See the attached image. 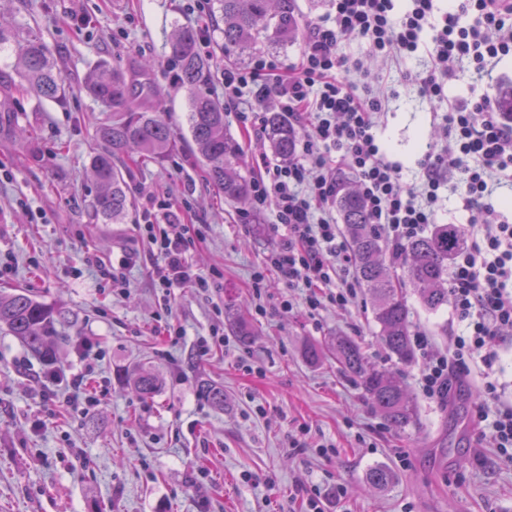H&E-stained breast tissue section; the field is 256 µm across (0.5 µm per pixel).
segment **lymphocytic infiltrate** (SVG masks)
I'll return each instance as SVG.
<instances>
[{"instance_id": "lymphocytic-infiltrate-1", "label": "lymphocytic infiltrate", "mask_w": 512, "mask_h": 512, "mask_svg": "<svg viewBox=\"0 0 512 512\" xmlns=\"http://www.w3.org/2000/svg\"><path fill=\"white\" fill-rule=\"evenodd\" d=\"M410 2L398 16L394 0H331L332 16L311 24L296 63L262 57L224 68V106L243 129L260 134V107L272 98L299 131L292 159L262 162L253 199L256 210H272L285 231L267 264L288 287L306 289L309 311L326 302L352 304L359 290L352 247L336 220L341 173L354 176L370 224L397 257L436 223L444 189L458 192L470 218L466 243L451 265L448 300L466 333L456 337L452 352L436 355L430 338L416 335L418 350L431 355L417 383L426 398H445L452 383L468 376L470 357L480 355L485 382L476 416L501 459L512 463V405L502 403L497 380L501 331L512 329V221L496 197L502 177L512 173V119L494 109L484 90L471 86L442 115L444 145L422 156L415 182H407L376 136L386 97L359 87L363 68L340 50L344 37L355 36L383 62L418 59V70L401 72V80L440 102L457 64L467 63L485 77L512 58V0H451L439 17L434 0ZM425 35L430 47L422 57L418 49ZM143 221L160 288L211 287L210 279L186 264L193 238L171 204L147 208Z\"/></svg>"}]
</instances>
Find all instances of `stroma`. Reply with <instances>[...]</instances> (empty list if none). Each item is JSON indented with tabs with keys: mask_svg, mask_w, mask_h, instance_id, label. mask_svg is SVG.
Instances as JSON below:
<instances>
[{
	"mask_svg": "<svg viewBox=\"0 0 512 512\" xmlns=\"http://www.w3.org/2000/svg\"><path fill=\"white\" fill-rule=\"evenodd\" d=\"M189 0H0V22L32 29L56 51L69 93L65 102H38L16 88L17 75L0 53V118L27 129L28 138L0 134V290L24 288L66 314L54 361H44L0 330V512H304L317 495L325 512H512V463L470 420L459 435V413L425 398L416 380L425 363L398 364L378 336L366 298L348 308L309 313L304 292L268 270V253L283 232L271 211L225 200L205 176L202 161L183 147L160 161L132 166V218L112 224L92 217L96 186L87 168L100 150L98 125L109 111L82 88L101 61H152L149 78L163 91L176 136L187 135V93L173 81L168 40L174 25L213 28L209 63L221 72L223 24L212 10L191 12ZM343 52L384 77L388 96L378 137L389 156L413 173L429 144L441 138L435 114L445 104L400 82L350 36ZM226 133L242 148L240 170L254 177L273 159L267 138H255L226 113ZM43 161L28 163L30 148ZM173 204L203 238L187 254L200 274L217 275L212 294L184 285L163 293L157 263L138 226L148 198ZM262 224L255 235L254 224ZM105 264L129 260L127 291L114 289L84 256ZM256 328L247 343L229 335L224 302ZM291 301L292 310L281 307ZM407 303L414 330L436 350H451L463 331L450 308L425 310L415 293ZM171 314L178 340L158 320ZM223 347L198 356L197 340L211 331ZM336 335L354 338L369 361L393 368L415 396L417 422L395 429L375 413L362 388L335 359L308 363L306 344ZM97 355L88 387L102 390L97 407L55 386L43 401L36 378L50 371H83L84 354ZM144 367L161 377L152 398L141 399L126 375ZM206 379L224 388L223 409L199 394ZM303 445L290 447L291 438ZM387 466L390 486L371 488L368 470ZM346 487L337 498L338 487Z\"/></svg>",
	"mask_w": 512,
	"mask_h": 512,
	"instance_id": "obj_1",
	"label": "stroma"
}]
</instances>
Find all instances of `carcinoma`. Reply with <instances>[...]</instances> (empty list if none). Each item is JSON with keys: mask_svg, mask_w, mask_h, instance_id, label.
I'll return each mask as SVG.
<instances>
[{"mask_svg": "<svg viewBox=\"0 0 512 512\" xmlns=\"http://www.w3.org/2000/svg\"><path fill=\"white\" fill-rule=\"evenodd\" d=\"M213 9L224 20L222 51L239 59L261 48L285 47L298 35L296 0H215ZM198 42V33L188 27L174 29L169 42L171 67L187 93L191 143L208 168L209 180L224 198L245 201L250 184L238 172L240 148L224 132V102L200 91L212 80V73ZM5 47L13 53L20 90L40 102L65 100L67 87L54 51L38 32L0 24V50ZM150 69L147 60L135 68H110L103 63L84 79L88 94L112 110V118L97 128L105 149L91 157L89 172L97 187L94 214L114 224L125 223L136 207L127 181L130 165L163 159L179 147L169 127L164 94L153 83L138 80ZM266 135L278 157L287 159L294 154L298 132L281 113H269ZM339 210L352 236L356 275L372 304L380 340L392 356L408 364L413 360V348L406 288L417 293L428 311L448 305V261L463 245V227L437 224L430 234L411 240L404 254L403 274L395 277L385 260L389 245L371 230L357 186H342ZM224 319L240 340L245 342L254 336V326L238 315L234 303H224ZM62 321L60 309L27 290L0 294V328L46 360L55 354L56 325ZM329 349L343 369L357 378L388 425L404 430L416 424L414 400L393 372L370 363L360 344L350 337H333ZM130 381L143 398L152 397L160 386L159 377L146 369L131 374ZM199 393L212 406L224 407V387L203 382ZM392 482L393 473L384 466L373 467L367 473V483L377 490Z\"/></svg>", "mask_w": 512, "mask_h": 512, "instance_id": "carcinoma-1", "label": "carcinoma"}]
</instances>
